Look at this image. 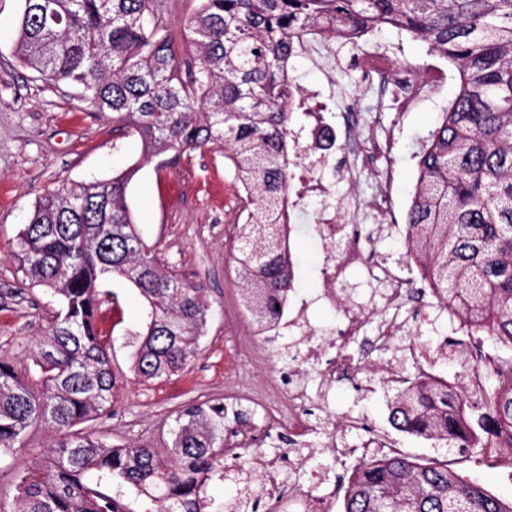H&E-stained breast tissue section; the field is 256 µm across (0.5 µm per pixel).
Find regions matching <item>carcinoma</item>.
<instances>
[{
	"instance_id": "carcinoma-1",
	"label": "carcinoma",
	"mask_w": 512,
	"mask_h": 512,
	"mask_svg": "<svg viewBox=\"0 0 512 512\" xmlns=\"http://www.w3.org/2000/svg\"><path fill=\"white\" fill-rule=\"evenodd\" d=\"M198 2L184 50L156 0H22L16 56L46 82L78 86L152 158L224 150L245 196L240 302L251 326L268 328L294 282L285 232L300 202L288 155L295 44L319 34L353 45V31L389 26L447 59L459 89L420 152L405 251L424 287L470 325L440 356L467 357L462 374L480 385L443 372L410 378L394 388L388 421L512 470V0ZM137 171L44 193L19 232V271L60 308L29 363L0 362V456L24 448L34 427L57 439L18 469L12 512H134L122 486L141 498L140 512H205L206 481L226 477L222 401L186 405L163 449L72 431L108 414L118 389L98 324L103 307L119 304L114 282L146 302L125 331L145 381L195 359L208 322L203 288L163 264L136 227L127 188ZM236 499L258 512L259 488L243 486ZM343 512H512V502L447 460L393 453L352 467Z\"/></svg>"
}]
</instances>
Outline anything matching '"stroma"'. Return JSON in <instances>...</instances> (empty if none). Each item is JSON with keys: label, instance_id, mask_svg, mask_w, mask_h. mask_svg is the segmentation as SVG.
<instances>
[{"label": "stroma", "instance_id": "stroma-1", "mask_svg": "<svg viewBox=\"0 0 512 512\" xmlns=\"http://www.w3.org/2000/svg\"><path fill=\"white\" fill-rule=\"evenodd\" d=\"M20 10L21 0H0V359L26 361L46 336L55 307L44 288L23 285L16 259L18 233L36 199L60 185L107 178L138 164L128 188L138 228L148 244L156 245L163 263L204 289L210 317L202 352L195 360L171 378L142 383L132 372L131 350L124 345L125 329L141 318L142 299L135 288H118L119 309H102L98 321L101 331L114 340L112 369L120 390L110 415L94 421L92 427L115 443L164 448L172 420L184 405L223 397L224 373L240 359L237 351L225 347V336L249 333L235 277L236 183L224 167L220 148L183 154L171 158L166 167H158L156 160L145 158L137 135L119 128L111 114L96 112L76 88L34 80L32 71L15 55ZM331 46L330 70L301 55L293 59L290 74L310 88L333 76L336 91L350 100L355 111L379 113L381 123L394 129L393 192L400 205L395 221L404 223L417 178V153L439 123L442 105L454 98L459 80L449 76L433 102L424 100L405 107L388 98L369 102L363 98L365 80L355 63L356 48L339 40ZM369 47L387 54L395 65H411L422 72L437 60L425 44L390 27L375 29ZM316 206L314 199H305L291 215L294 289L305 294L321 286L314 229L305 220ZM363 233L365 251L375 262L389 265L405 277L415 275L405 255L402 233L379 230L371 224L364 225ZM456 328V318L429 310L419 334L396 331L391 350L374 356L356 377L337 380L325 406L339 415L363 418L384 432L403 454L457 459L462 474L477 478L492 493L510 501L511 472L459 450L447 452L431 441L399 433L388 422L387 371L394 367L411 374L416 370L415 357L406 356L404 344L413 343L417 355L435 356V370L452 375L457 365L437 359L436 354ZM54 439L49 428H37L29 432L25 449L0 460V506L5 512L14 506L18 467L43 453ZM313 452L317 494L330 498L334 507H342L344 482L353 458L333 459L319 446Z\"/></svg>", "mask_w": 512, "mask_h": 512}]
</instances>
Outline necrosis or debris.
I'll use <instances>...</instances> for the list:
<instances>
[{
	"label": "necrosis or debris",
	"instance_id": "necrosis-or-debris-1",
	"mask_svg": "<svg viewBox=\"0 0 512 512\" xmlns=\"http://www.w3.org/2000/svg\"><path fill=\"white\" fill-rule=\"evenodd\" d=\"M358 66L367 77L370 93L388 91L399 103H412L431 95L436 86L444 82L448 72L437 67L434 74L422 75L414 69L394 72L389 58L379 52L363 51ZM301 99L319 100L317 112L311 113L308 125L290 134L292 158L299 169L298 193L301 198L320 199L312 220L321 242L323 259L320 271L323 286L314 299L291 301L292 324L309 327L308 312L312 304L340 307L342 320L334 336L321 341H305L297 356L309 364H319L320 385L328 388L344 375L358 372L368 364L369 353L385 352L397 329L407 322L405 313L416 286L415 279L400 276L387 266L368 264L362 237L358 230L349 229L351 217L365 215L371 223H384L395 208L392 197L394 171L388 158L395 145L390 129L361 130L356 137H339L336 118L329 108L347 109V102L333 96L324 102V89L298 88ZM356 154L373 176L375 192L371 199L361 198L353 192L331 196L329 184L323 174L340 154ZM365 271L368 279L384 284L381 295L384 317L376 325H369L365 308L354 301L342 299L339 286L349 272ZM279 330L254 333L253 343L258 354L252 355L254 369L250 375H230L224 380V406L231 409L249 402L263 411L258 423L240 424L228 419L224 422V456L252 464L260 479L266 507L264 512H288V501L281 493L283 476L299 478L311 474L310 455L293 460L289 470H282L275 456L264 453L265 442L277 435L279 429H288L298 445L311 443L318 434L314 421L315 401L299 371L282 374L269 370L270 359L266 348L273 345Z\"/></svg>",
	"mask_w": 512,
	"mask_h": 512
}]
</instances>
